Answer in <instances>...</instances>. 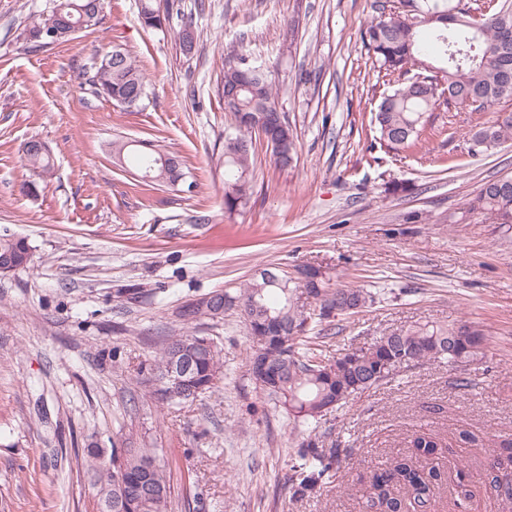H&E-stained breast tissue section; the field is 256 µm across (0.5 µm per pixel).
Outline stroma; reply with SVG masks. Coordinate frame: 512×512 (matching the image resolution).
<instances>
[{"label":"stroma","instance_id":"stroma-1","mask_svg":"<svg viewBox=\"0 0 512 512\" xmlns=\"http://www.w3.org/2000/svg\"><path fill=\"white\" fill-rule=\"evenodd\" d=\"M46 4L0 0V233L32 247L27 268L0 275V512H98L83 465L92 444L157 449L171 469L172 512H184L188 472L206 512H359L373 470L416 431L447 446L445 469L484 481L493 448L512 438V232L448 215L484 181L512 176V141L471 153V114L441 104L426 115L435 134L425 151L381 146L374 113L390 88L361 42L375 0H176L161 29L142 26L140 0H105L97 25L34 50L22 32ZM186 26L190 55L178 40ZM233 46L270 68L298 160L276 167L255 140L252 193L229 213L219 156L232 123L222 93ZM115 48L148 83L139 107L86 83ZM34 138L54 160L44 179L23 162ZM117 139L174 153L184 183H144L117 164ZM394 180L408 192L388 193ZM304 265L376 294L325 323L328 355L460 319L483 326L489 353L467 367L401 368L324 417L320 432L349 451L343 481L293 501L299 434L249 379L238 310L200 325L224 354L212 394L160 413L140 392L184 302L265 267ZM462 429L474 445L459 444Z\"/></svg>","mask_w":512,"mask_h":512}]
</instances>
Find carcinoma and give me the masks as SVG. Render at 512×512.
Listing matches in <instances>:
<instances>
[{"instance_id":"carcinoma-1","label":"carcinoma","mask_w":512,"mask_h":512,"mask_svg":"<svg viewBox=\"0 0 512 512\" xmlns=\"http://www.w3.org/2000/svg\"><path fill=\"white\" fill-rule=\"evenodd\" d=\"M90 0H52L47 10L32 17L25 31L39 32L72 24L91 27L99 15L81 11ZM174 3L166 0L160 12L152 0H143L141 24L149 17L169 20ZM363 43L373 59L377 78L395 89L385 95L375 111L380 141L393 151L425 147L422 135L425 114L445 100L472 112H488L512 104V0H388L382 12L364 30ZM417 70L409 76L411 70ZM249 75L251 84L224 101L233 119V131L224 136L219 157L224 164V208L243 204L257 166L254 132L239 124L238 114L252 104L276 105L274 83L265 63L244 55L224 70L223 87L234 90ZM88 85L93 93L117 104L137 107L147 96L146 84L131 58L114 49L100 61ZM512 140V113L490 125L479 126L471 136V151H488ZM112 151L141 167L164 155L150 141L112 143ZM297 155L296 136L286 151L273 153L278 167H290ZM35 175L47 177L53 169L49 151L24 155ZM479 215L490 224L512 227V177L485 182L468 197L459 211L448 216L450 224H464ZM22 238L0 235V253L26 252ZM299 284L279 269L261 274L233 290L224 291V303L240 309L247 335L270 336L272 346L265 360L278 380L259 387L281 405L302 427L295 462L288 476L291 497L302 500L330 483L340 468L344 449L325 447L318 433L323 417L341 409L350 399L389 382L392 372H376L383 360L407 358L421 364L445 360L451 366L481 363L487 356L488 336L481 326L467 320L451 324H419L387 340L375 351H347L335 357L323 349V336L310 331L352 307L374 302L363 288L332 287L321 283L312 289L318 312L300 314L293 308ZM217 306L190 301L179 314L180 328L166 337L151 363L152 379L143 383V398L161 405H191L202 400L224 369L222 349L211 336L198 330V322L213 319ZM445 448L430 433H414L406 452H398L372 474L362 493V512H434L441 486L453 483L457 501L474 497L471 475L463 468L453 478L440 467ZM103 450L89 448L85 466L92 472L99 512H170V471L157 449L114 448L112 462L102 460ZM484 490L512 512V439H503L493 450Z\"/></svg>"}]
</instances>
